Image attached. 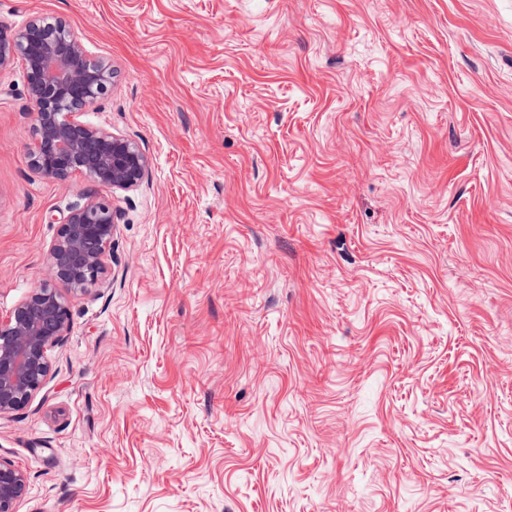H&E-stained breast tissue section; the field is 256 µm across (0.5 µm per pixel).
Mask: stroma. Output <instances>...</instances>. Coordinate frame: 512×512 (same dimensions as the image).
I'll use <instances>...</instances> for the list:
<instances>
[{
  "label": "stroma",
  "instance_id": "1",
  "mask_svg": "<svg viewBox=\"0 0 512 512\" xmlns=\"http://www.w3.org/2000/svg\"><path fill=\"white\" fill-rule=\"evenodd\" d=\"M63 19L142 184L35 172L0 73V315L70 207L123 218L18 512H512V0H0Z\"/></svg>",
  "mask_w": 512,
  "mask_h": 512
}]
</instances>
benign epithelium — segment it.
I'll return each instance as SVG.
<instances>
[{
  "label": "benign epithelium",
  "instance_id": "1",
  "mask_svg": "<svg viewBox=\"0 0 512 512\" xmlns=\"http://www.w3.org/2000/svg\"><path fill=\"white\" fill-rule=\"evenodd\" d=\"M19 59L36 121L34 170L62 184L84 176L112 190L138 187L148 169L139 143L83 121V112L108 92L112 64L88 59L62 19L35 18L17 31L0 30V72ZM117 224L106 200L89 196L73 206L49 249L45 279L0 317L1 415L24 409L43 388L51 371L49 352L66 340L70 311L54 283L74 293L106 285ZM27 482L21 469L0 458V512H17Z\"/></svg>",
  "mask_w": 512,
  "mask_h": 512
}]
</instances>
